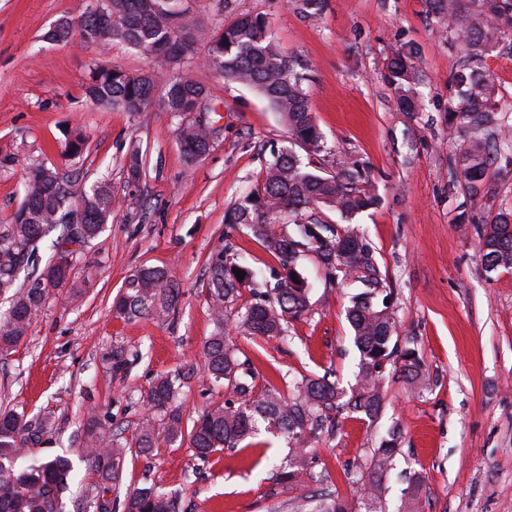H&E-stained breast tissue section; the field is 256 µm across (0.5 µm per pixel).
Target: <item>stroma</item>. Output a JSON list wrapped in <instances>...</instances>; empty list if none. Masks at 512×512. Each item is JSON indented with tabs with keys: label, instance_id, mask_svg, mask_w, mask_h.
<instances>
[{
	"label": "stroma",
	"instance_id": "35a3bbf8",
	"mask_svg": "<svg viewBox=\"0 0 512 512\" xmlns=\"http://www.w3.org/2000/svg\"><path fill=\"white\" fill-rule=\"evenodd\" d=\"M87 0H0V224L10 223L33 167L74 171L80 184L103 183L121 201L111 224L74 257L76 286L49 298L12 353L0 355V409L28 416L51 410L54 427L36 453L65 456L74 477L64 512L91 482L77 450L89 414L115 436L136 434L144 396L161 374L177 380L185 426L223 404L227 393L205 371L203 346L226 339L249 360L256 391L293 394L302 378L324 374L341 387L354 382L359 352L346 319L356 283L326 281L316 257L300 256L310 310L290 321L288 337L260 339L236 329V310L216 324L205 268L221 238L241 263L270 279L272 259L249 230H228L225 213L254 189L272 150L287 146L279 115L252 88L224 82L201 63L204 45L186 55L181 74L205 85L200 111L215 130L209 152L186 164L181 119L164 107L170 72L125 44L71 46L46 40L63 18L79 17ZM208 29L234 15L260 14L280 52L302 65L324 152L314 165L333 170L340 156L357 160L379 201L352 220L387 276L398 342L415 340L430 375L427 389L407 386L388 370L376 417L343 413L336 434L308 449L312 477L285 486L272 475L293 444L262 434L200 458L188 439L164 443L148 457L127 455L123 484L152 486L180 503V512H310L312 501L339 494L348 512H365L352 481L392 426L399 450L383 481L382 512H402L412 475H421L418 512H512V269L486 271L479 252L485 222L512 211V149L495 153L487 177L468 185L455 160L465 132L447 120L450 83L464 46V26L446 30L428 0H325L304 14L297 0H192ZM412 54L420 107L401 111L388 63L399 48ZM115 64L152 73L151 112L138 115L93 104L85 86L92 66ZM493 97L512 126V41L487 54ZM81 129L83 154L63 155L70 130ZM146 164L127 175L131 151ZM468 223H457L458 214ZM142 266L169 269L181 291L165 321L123 320L112 305L126 278ZM128 360L113 367V354Z\"/></svg>",
	"mask_w": 512,
	"mask_h": 512
}]
</instances>
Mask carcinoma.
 Masks as SVG:
<instances>
[{
  "instance_id": "1",
  "label": "carcinoma",
  "mask_w": 512,
  "mask_h": 512,
  "mask_svg": "<svg viewBox=\"0 0 512 512\" xmlns=\"http://www.w3.org/2000/svg\"><path fill=\"white\" fill-rule=\"evenodd\" d=\"M100 12H85L76 21L68 19L46 34L56 42L110 45L123 43L138 47L165 68L177 71L185 55L198 42L206 48L203 61L226 82L256 90L287 126L290 147L272 153L258 186L230 209L226 224L247 228L276 259L282 273L274 286L253 287L255 274L248 270L238 279L233 269H242L230 242L219 240L206 266L207 298L213 319L224 324V312L234 308L248 289L250 299L237 311V328L250 336L281 338L288 320L303 316L309 308L304 279L295 280L298 256L308 252L317 258L331 281L352 279L363 291L350 299L347 317L353 329L360 359L355 383L345 391L329 377L308 378L297 386V394L286 399L275 390L255 393L249 382L253 374L248 361L240 360L237 349L218 332L204 344L207 371L215 381L224 382L229 398L224 404L203 413L188 433L191 445L206 457L256 433L258 424L276 429L291 439L297 450L278 472L283 483H296L311 473L307 447L323 429H336L338 416L359 412L372 418L381 409L383 381L388 367L399 369L404 382L426 388V369L418 349L400 347L395 312L379 301L386 289L373 249L348 225L324 220L331 212L348 222L376 205L377 195L366 171L358 161L344 157L336 170L310 169L298 151H324L323 136L311 112L297 63L283 56L270 38L264 16L237 14L218 31H210L189 14H175V0H102ZM489 19L474 23L465 34L464 54L453 82L456 102L448 109V120L466 132L458 147L457 164L464 181L474 185L484 180L491 154L499 147L512 146V139L495 138L504 131L493 81L485 67L486 52L512 33V0H484ZM431 10L457 26L464 15L463 0H429ZM391 84L396 103L404 112L417 110L414 92L417 73L409 53L400 50L390 61ZM154 79L149 74L134 75L117 65H97L90 69L86 84L88 98L97 105L126 112H147L154 99ZM206 94L200 82L180 74L169 83L164 98L167 111L185 118L196 101ZM184 158L193 163L211 147V127L188 120L179 130ZM86 148V137L73 132L66 153L72 159ZM118 201L102 185L78 188V177L62 174L55 166L32 169L23 187V200L9 224H0V296L9 306L0 310V353L14 351L41 313L52 293H59L72 280L75 251L61 248L62 238L75 225L80 247L96 239L112 221ZM75 217L74 223L65 221ZM292 224L294 232L284 229ZM61 230L48 265L36 267L38 243ZM485 269H512V211L502 212L485 224L480 240ZM29 270L27 282L18 284L21 271ZM180 288L165 269L143 267L126 281L125 293L113 306L116 316L132 320L145 315L167 319L175 311ZM177 388L167 375L155 378L145 396L152 410L132 440L121 441L94 416L81 448L82 460L96 478L95 492L82 502L89 512H112L107 495L123 480L127 454H152L160 443L183 436L182 414L174 405ZM52 414L30 419L15 409L0 411V512H61L63 494L69 487L72 462L65 456L23 467L25 459L41 443L51 428ZM399 435L392 430L373 454L368 472L353 482L361 492L367 512H378L380 482L398 446ZM125 512H177L173 499L152 487L126 492ZM314 512H347L339 496L318 500Z\"/></svg>"
}]
</instances>
